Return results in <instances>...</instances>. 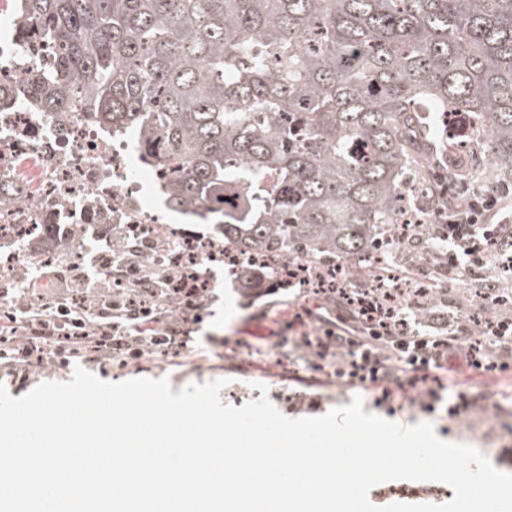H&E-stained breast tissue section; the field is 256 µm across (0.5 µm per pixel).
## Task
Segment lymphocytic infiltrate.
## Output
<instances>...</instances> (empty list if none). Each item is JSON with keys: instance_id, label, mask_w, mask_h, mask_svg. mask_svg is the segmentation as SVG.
Returning a JSON list of instances; mask_svg holds the SVG:
<instances>
[{"instance_id": "lymphocytic-infiltrate-1", "label": "lymphocytic infiltrate", "mask_w": 512, "mask_h": 512, "mask_svg": "<svg viewBox=\"0 0 512 512\" xmlns=\"http://www.w3.org/2000/svg\"><path fill=\"white\" fill-rule=\"evenodd\" d=\"M511 206L512 184H476L466 200L451 206L445 217H434L430 240L439 267L449 277L468 280L489 260H512V225L502 218ZM499 290L495 280H484L482 297L493 303L492 316L469 325L450 315L422 335L409 330L390 283L378 279L367 288H331L322 292L321 299L342 309L350 328L326 330L313 341L300 339L299 349L306 355L331 359L340 380L367 381L385 388L408 377L429 410L437 400L434 381L443 366L478 375L512 369V307L500 302ZM179 304L182 325L166 326L161 335L152 331L157 321L153 308L132 299L122 307L111 296L100 294L89 308L69 301L67 293L56 292L37 305L7 306L0 310V319L21 325L26 341L18 351L0 350V372H13L36 348L39 338L60 330L71 344L88 336L96 325L106 338L105 355L136 360L146 344L175 343L186 323L200 320L207 300L190 289Z\"/></svg>"}]
</instances>
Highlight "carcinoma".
Here are the masks:
<instances>
[{"label": "carcinoma", "instance_id": "1", "mask_svg": "<svg viewBox=\"0 0 512 512\" xmlns=\"http://www.w3.org/2000/svg\"><path fill=\"white\" fill-rule=\"evenodd\" d=\"M19 18L55 51L36 106L136 132L175 166L168 205L236 250L387 275L366 257L394 226L451 205L424 112L467 114L512 180V0H21ZM260 276L280 274L241 284Z\"/></svg>", "mask_w": 512, "mask_h": 512}]
</instances>
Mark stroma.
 <instances>
[{
    "label": "stroma",
    "mask_w": 512,
    "mask_h": 512,
    "mask_svg": "<svg viewBox=\"0 0 512 512\" xmlns=\"http://www.w3.org/2000/svg\"><path fill=\"white\" fill-rule=\"evenodd\" d=\"M310 289L265 286L262 295L245 292L237 276L219 277L209 295L203 320L195 325L186 344L145 350L131 363L120 358H77L75 365L45 364L14 376L0 378L12 397H20L41 383L70 380L75 366H82L100 379L118 383L133 378L168 379L172 392L190 383L225 380L223 403L236 407L268 395L287 417L320 416L333 407L362 397L363 410L403 426L432 423L436 435L449 442L475 447L497 469L512 473V372L476 376L461 369L449 373L440 394L443 405L422 409L416 389L392 386L389 396L367 384L336 379L332 369L300 356L299 336L322 335L325 325L318 317L296 324L293 317L306 308H316ZM466 390L474 406L449 416L445 406L453 389ZM453 489L437 481L398 479L381 483L369 493L371 503L384 506L448 503Z\"/></svg>",
    "instance_id": "35a3bbf8"
}]
</instances>
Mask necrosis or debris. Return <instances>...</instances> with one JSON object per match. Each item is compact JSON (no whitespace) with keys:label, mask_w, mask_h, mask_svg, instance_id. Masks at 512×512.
I'll return each mask as SVG.
<instances>
[{"label":"necrosis or debris","mask_w":512,"mask_h":512,"mask_svg":"<svg viewBox=\"0 0 512 512\" xmlns=\"http://www.w3.org/2000/svg\"><path fill=\"white\" fill-rule=\"evenodd\" d=\"M52 56L22 28L15 8H0V80L15 88L13 99L0 101V280L26 283L66 253L80 267L76 289H91L88 270L101 263L88 243L107 239L117 259L130 243L139 248L129 272L112 277L117 293L181 272L210 288L218 274L256 263L253 255L225 253L217 233L170 223L142 192L146 183L164 190L169 171L132 165L127 135L89 114L46 112L33 103L29 84Z\"/></svg>","instance_id":"obj_1"}]
</instances>
